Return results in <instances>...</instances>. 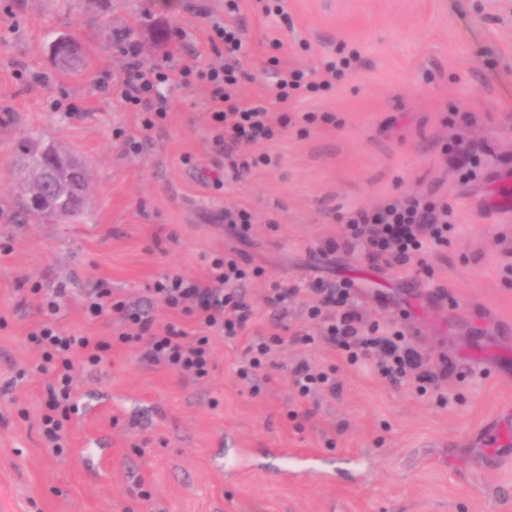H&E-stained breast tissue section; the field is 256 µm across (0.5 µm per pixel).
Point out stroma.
Wrapping results in <instances>:
<instances>
[{
  "instance_id": "obj_1",
  "label": "stroma",
  "mask_w": 512,
  "mask_h": 512,
  "mask_svg": "<svg viewBox=\"0 0 512 512\" xmlns=\"http://www.w3.org/2000/svg\"><path fill=\"white\" fill-rule=\"evenodd\" d=\"M281 3L276 16L239 0L242 98L292 122L264 147L274 166L236 171L217 163L205 88L160 85L169 118L147 133L111 90L131 41L146 68L215 62L204 17L223 18L224 0H0V512H512V455L471 440L512 403V213L492 205L512 196V0ZM60 35L82 43L83 66L56 63L49 45ZM343 49L359 51L356 75L274 100L270 57L312 72ZM307 112L330 119L308 124ZM31 136L86 164L80 219L19 222L17 157ZM458 141L482 153L484 179H459L447 154ZM420 192L444 198L458 226L426 255L432 274L373 264L358 247L325 251L355 210ZM233 207L251 212L249 239L225 224ZM229 250L265 276L245 289L255 311L245 338L213 337L209 379L140 362L112 320L83 310L96 283L145 301L155 280L205 279L210 255ZM341 279L369 321L403 326L432 361L448 359L439 392L349 365L301 302L267 301L275 286ZM36 286L64 289L65 330L111 344L76 377L78 399L105 406L71 414L60 455L40 428L46 378L28 338L45 317ZM278 326L316 340L276 346L252 393L237 376L245 339ZM300 358L334 372L336 394L298 398L285 368ZM96 435L111 450L102 460L82 452ZM268 448L320 454L335 477L280 480Z\"/></svg>"
}]
</instances>
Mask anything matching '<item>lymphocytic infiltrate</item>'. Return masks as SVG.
<instances>
[{
    "instance_id": "obj_1",
    "label": "lymphocytic infiltrate",
    "mask_w": 512,
    "mask_h": 512,
    "mask_svg": "<svg viewBox=\"0 0 512 512\" xmlns=\"http://www.w3.org/2000/svg\"><path fill=\"white\" fill-rule=\"evenodd\" d=\"M209 26L224 47L223 63L203 68L190 57L184 60L179 76L184 81L196 78L209 87L212 144L219 156L230 161L235 169L270 165L272 157L268 153L239 157L235 151L244 144L274 141L291 118L284 112L272 113L262 104L242 102L241 84L247 78L240 65L245 55V33L239 25L217 20L210 21ZM125 53L130 59L128 74L117 84V95L127 107L140 112L141 127L148 132L161 124L170 110L167 99L156 93L157 86L167 82L169 74L160 67L142 68L136 42H129ZM352 61L349 55L327 60L319 79L299 69L277 71L273 87L276 102L330 90L333 78L345 74ZM451 217V208L436 202L429 193L390 198L352 213L341 243H328L327 248L332 251L339 245L348 248L358 243L372 261L405 269L431 247L447 244L448 234L454 228ZM263 275V268L248 267L242 257L227 254L211 259L206 280L174 273L155 281L150 290L152 298L170 311L190 318L197 327L193 333L173 322L157 324L149 307L122 299L100 285L86 294L83 309L90 317L115 320L120 342L141 344V361L165 366L183 378L199 381L208 378L215 368L210 331L227 337L245 334L253 309L245 299L244 286ZM355 293L354 283L346 280L327 288L312 286L304 299L309 318L318 322L323 338L337 345L349 364L373 359L381 377L420 393L448 378L452 365L444 362L432 366L403 331L367 322L354 305ZM44 308L46 318L30 332L29 338L40 349V369L49 378V398L41 422L49 448L58 453L68 443L62 417L76 408L75 364L80 361L98 365L107 343L94 336L65 332L56 322L60 311L56 299L45 298ZM288 377L303 398L336 389L335 378L305 359L289 367Z\"/></svg>"
}]
</instances>
